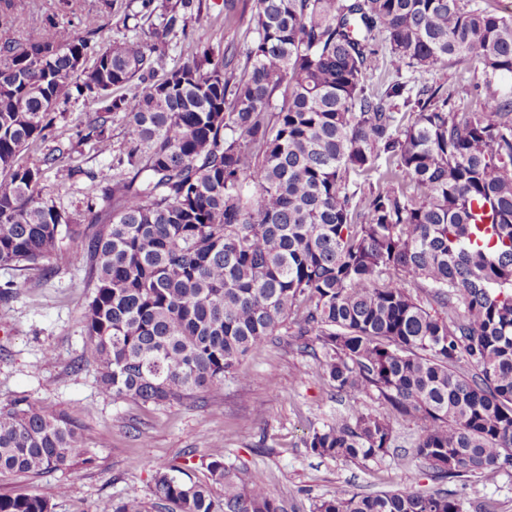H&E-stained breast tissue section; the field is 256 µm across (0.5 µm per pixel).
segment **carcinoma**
<instances>
[{
	"mask_svg": "<svg viewBox=\"0 0 512 512\" xmlns=\"http://www.w3.org/2000/svg\"><path fill=\"white\" fill-rule=\"evenodd\" d=\"M240 54L195 39L171 68L134 36L105 46L54 14L39 40H0V267H58V242L87 289L80 363L112 400L163 406L216 395L297 308L302 349L349 402L313 430V455L365 463L389 453L391 419L417 417L413 457L438 483L494 480L512 467V15L472 0H254ZM174 30L201 0H141ZM384 44L392 71L372 88ZM481 66L479 112L402 68ZM142 90L122 93L134 81ZM99 106L54 135L56 113ZM125 141L112 178L85 192L84 226L45 192L76 144ZM52 141L39 163L20 160ZM371 394L384 411H367ZM64 413L24 399L0 407V476L40 477L83 456ZM211 483L156 468L167 512H288L244 486L223 458ZM224 485V500L210 484ZM104 512H146L135 495ZM0 512H52L38 495H0ZM313 512H463L446 489L336 496Z\"/></svg>",
	"mask_w": 512,
	"mask_h": 512,
	"instance_id": "1",
	"label": "carcinoma"
}]
</instances>
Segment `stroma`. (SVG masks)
Returning a JSON list of instances; mask_svg holds the SVG:
<instances>
[{"label":"stroma","mask_w":512,"mask_h":512,"mask_svg":"<svg viewBox=\"0 0 512 512\" xmlns=\"http://www.w3.org/2000/svg\"><path fill=\"white\" fill-rule=\"evenodd\" d=\"M133 0H116L111 11L100 0H72L65 16L73 32L97 31L114 44L141 34L148 43H164L167 65L183 63L190 46L184 31L164 32L159 16H137ZM133 18H126V11ZM211 44L246 49L252 35L247 20L226 22L224 0H202ZM412 83L442 87L458 103L474 109L470 90L478 74L462 66L430 72L403 70ZM11 285L14 296L0 303V406L34 399L51 413H64L86 437L83 462L38 478L22 474L0 478V494L38 495L52 512H95L104 500L120 502L137 495L157 507L151 493L155 467L169 464L192 480L207 481L204 466L210 455L223 457L249 484L265 486L286 502L290 512H312L316 502L346 494L380 493L404 487L435 489L427 468L413 458L393 455L358 464L312 455L304 446L310 431L330 423L344 402L330 387L316 359L302 352L288 321L272 343L250 352L242 363L245 379L228 378L218 397L184 399L164 407L134 401H112L96 384V369L80 362L86 341L81 324L84 302L82 275L77 268L59 267L47 274L30 269L0 268V285ZM53 357H46V349ZM67 495H59L60 484ZM446 487L474 512L478 502L492 503L496 512H512V469L486 483L448 481Z\"/></svg>","instance_id":"stroma-1"}]
</instances>
